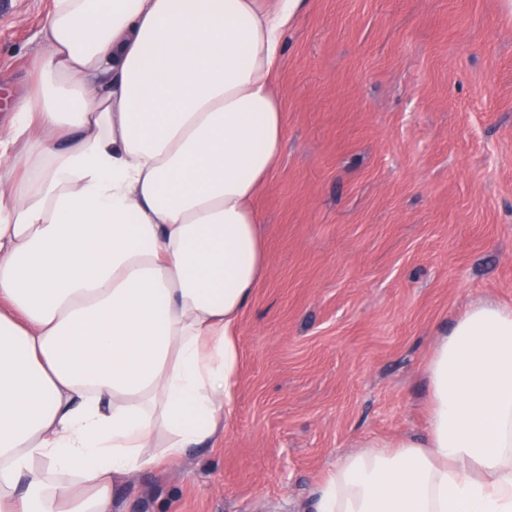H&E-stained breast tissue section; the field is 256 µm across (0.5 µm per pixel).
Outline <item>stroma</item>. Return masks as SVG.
I'll use <instances>...</instances> for the list:
<instances>
[{"instance_id": "stroma-1", "label": "stroma", "mask_w": 512, "mask_h": 512, "mask_svg": "<svg viewBox=\"0 0 512 512\" xmlns=\"http://www.w3.org/2000/svg\"><path fill=\"white\" fill-rule=\"evenodd\" d=\"M52 0H0V133ZM256 201L266 273L213 448L138 473L118 512H312L337 458L423 435L426 363L479 299L512 304V12L503 0H307Z\"/></svg>"}]
</instances>
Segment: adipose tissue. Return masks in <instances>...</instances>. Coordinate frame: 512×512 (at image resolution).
I'll return each instance as SVG.
<instances>
[{"mask_svg": "<svg viewBox=\"0 0 512 512\" xmlns=\"http://www.w3.org/2000/svg\"><path fill=\"white\" fill-rule=\"evenodd\" d=\"M53 2L0 140V512H115L233 412L304 0ZM426 372L424 436L338 458L314 512H512V306Z\"/></svg>", "mask_w": 512, "mask_h": 512, "instance_id": "ef3b65f1", "label": "adipose tissue"}]
</instances>
